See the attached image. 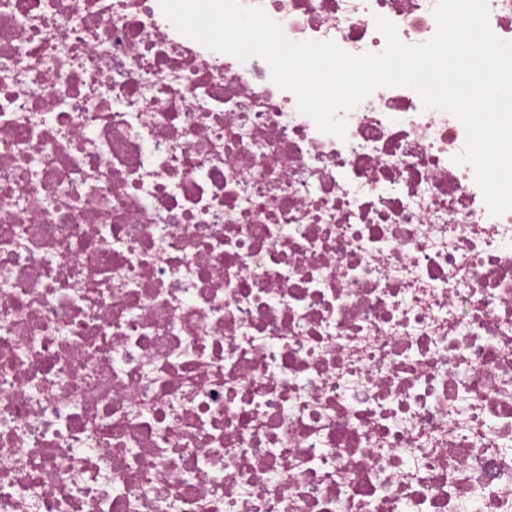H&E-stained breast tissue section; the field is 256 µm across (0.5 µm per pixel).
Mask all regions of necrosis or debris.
<instances>
[{
    "label": "necrosis or debris",
    "mask_w": 512,
    "mask_h": 512,
    "mask_svg": "<svg viewBox=\"0 0 512 512\" xmlns=\"http://www.w3.org/2000/svg\"><path fill=\"white\" fill-rule=\"evenodd\" d=\"M341 117L158 0H0V512H512V211L412 89Z\"/></svg>",
    "instance_id": "necrosis-or-debris-1"
}]
</instances>
